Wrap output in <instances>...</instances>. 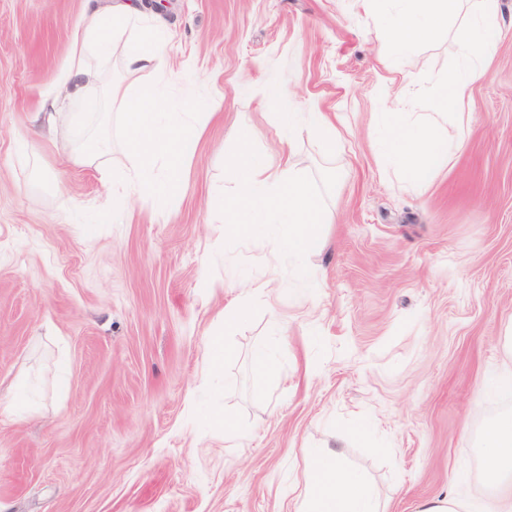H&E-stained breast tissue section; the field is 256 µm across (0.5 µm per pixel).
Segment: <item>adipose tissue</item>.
<instances>
[{"instance_id": "obj_1", "label": "adipose tissue", "mask_w": 512, "mask_h": 512, "mask_svg": "<svg viewBox=\"0 0 512 512\" xmlns=\"http://www.w3.org/2000/svg\"><path fill=\"white\" fill-rule=\"evenodd\" d=\"M131 24L137 25L140 35L129 51L128 64L153 70L155 80L140 86L134 98L125 102L124 144L129 165L112 177V201L120 203L124 189L130 188L162 211L179 186L185 152L197 128L180 121L173 111L174 103L165 90L170 35L144 18L141 0L98 9L85 18L74 34L70 64L59 87L67 97L80 99L91 78L93 60L111 59L115 34ZM241 158L233 193L220 202L225 235L260 236L263 216L272 213L281 226L280 234L268 241L273 250L295 259L320 251L319 228L326 221L321 196L288 163L272 165L247 148ZM480 448L490 486L498 491L491 512H512L511 412L483 430ZM304 461L308 482L299 495L297 512H381L371 487L340 463L336 450L306 451Z\"/></svg>"}]
</instances>
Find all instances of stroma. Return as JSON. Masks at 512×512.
I'll return each mask as SVG.
<instances>
[{"label": "stroma", "mask_w": 512, "mask_h": 512, "mask_svg": "<svg viewBox=\"0 0 512 512\" xmlns=\"http://www.w3.org/2000/svg\"><path fill=\"white\" fill-rule=\"evenodd\" d=\"M94 6L0 0V394L39 390L23 420L0 422V512H296L307 448L340 450L387 512L458 494L473 512L488 493L478 436L512 412V393L485 385L512 360V0H498L486 76L448 123L461 147L420 186L383 156L379 118L424 114L412 97L455 57L456 31L396 61L361 0L150 11L173 34L168 92L201 100L204 130L167 210L133 198L119 214L76 156L108 121L105 164L128 166L123 107L105 111L99 86L77 103L56 92ZM137 34L115 39L103 72L129 93L154 78L126 68ZM272 82L285 88L273 101ZM312 104L335 143L305 124L281 144V113ZM244 141L290 157L322 196L321 252H272L273 223L265 241L225 240L208 203ZM215 337L229 352L217 370ZM259 347L277 373L254 369Z\"/></svg>", "instance_id": "obj_1"}]
</instances>
